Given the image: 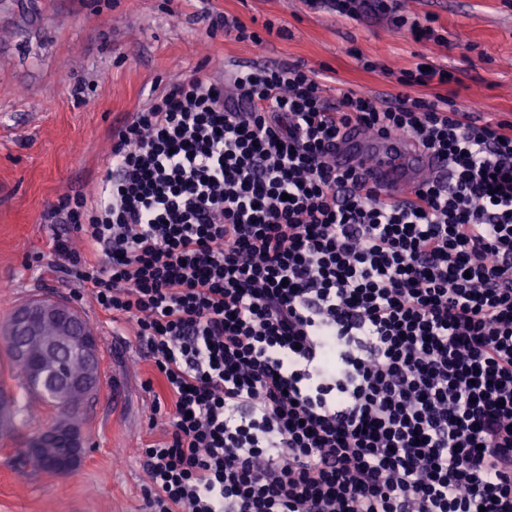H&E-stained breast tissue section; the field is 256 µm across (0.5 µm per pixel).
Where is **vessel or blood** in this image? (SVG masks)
I'll use <instances>...</instances> for the list:
<instances>
[{"label":"vessel or blood","mask_w":512,"mask_h":512,"mask_svg":"<svg viewBox=\"0 0 512 512\" xmlns=\"http://www.w3.org/2000/svg\"><path fill=\"white\" fill-rule=\"evenodd\" d=\"M331 161L338 170L353 171L385 198L400 204L410 200L425 181L446 172L445 164L413 139L369 136L356 126L341 131Z\"/></svg>","instance_id":"vessel-or-blood-1"}]
</instances>
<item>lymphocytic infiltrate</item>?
<instances>
[{
	"mask_svg": "<svg viewBox=\"0 0 512 512\" xmlns=\"http://www.w3.org/2000/svg\"><path fill=\"white\" fill-rule=\"evenodd\" d=\"M407 22L400 0H330ZM408 135L448 164L405 205L328 154ZM49 244L164 379L150 512H512V122L448 97L323 95L299 64L172 85L112 135Z\"/></svg>",
	"mask_w": 512,
	"mask_h": 512,
	"instance_id": "obj_1",
	"label": "lymphocytic infiltrate"
}]
</instances>
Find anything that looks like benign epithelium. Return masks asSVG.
Returning a JSON list of instances; mask_svg holds the SVG:
<instances>
[{"label":"benign epithelium","mask_w":512,"mask_h":512,"mask_svg":"<svg viewBox=\"0 0 512 512\" xmlns=\"http://www.w3.org/2000/svg\"><path fill=\"white\" fill-rule=\"evenodd\" d=\"M0 335L11 346L29 387L55 397L58 415L27 455L39 456L43 471H72L85 455L88 441L71 413L95 398L101 387L99 345L92 328L69 303L38 298L18 305ZM32 345L39 347L40 357L32 358ZM67 353L83 357L87 364L83 374L67 377L58 371Z\"/></svg>","instance_id":"7a95c632"}]
</instances>
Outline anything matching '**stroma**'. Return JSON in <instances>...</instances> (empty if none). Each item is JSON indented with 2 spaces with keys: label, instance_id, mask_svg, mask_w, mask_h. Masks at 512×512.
Wrapping results in <instances>:
<instances>
[{
  "label": "stroma",
  "instance_id": "1",
  "mask_svg": "<svg viewBox=\"0 0 512 512\" xmlns=\"http://www.w3.org/2000/svg\"><path fill=\"white\" fill-rule=\"evenodd\" d=\"M212 9L274 32L260 48L209 33L202 16ZM403 13L433 17L443 43L415 41L385 13L347 19L307 0H0V324L28 298L68 301L99 339L102 374L72 474L17 463L52 422L49 408L0 437V512H147L139 450L162 434L145 389L159 375L131 327L113 325L77 279L53 271L49 240L68 227L45 223L49 205L94 194L114 130L197 69L220 82L234 64H300L322 71L332 99L346 89L398 94L394 72L426 61L456 77L442 95L512 121V0H403ZM360 55L375 70L359 67Z\"/></svg>",
  "mask_w": 512,
  "mask_h": 512
}]
</instances>
